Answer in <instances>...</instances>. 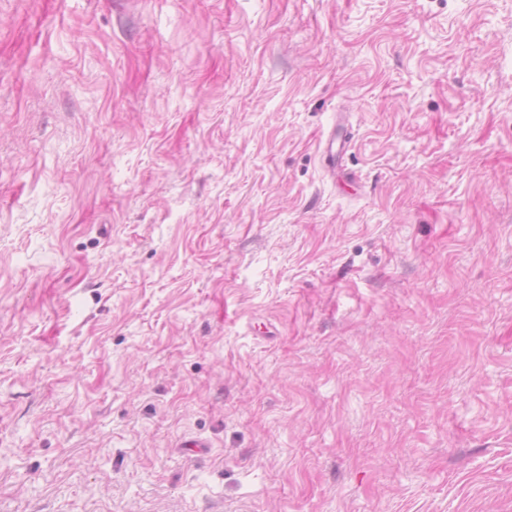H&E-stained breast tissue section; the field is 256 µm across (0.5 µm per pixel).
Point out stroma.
Instances as JSON below:
<instances>
[{"mask_svg":"<svg viewBox=\"0 0 512 512\" xmlns=\"http://www.w3.org/2000/svg\"><path fill=\"white\" fill-rule=\"evenodd\" d=\"M0 512H512V0H0Z\"/></svg>","mask_w":512,"mask_h":512,"instance_id":"stroma-1","label":"stroma"}]
</instances>
